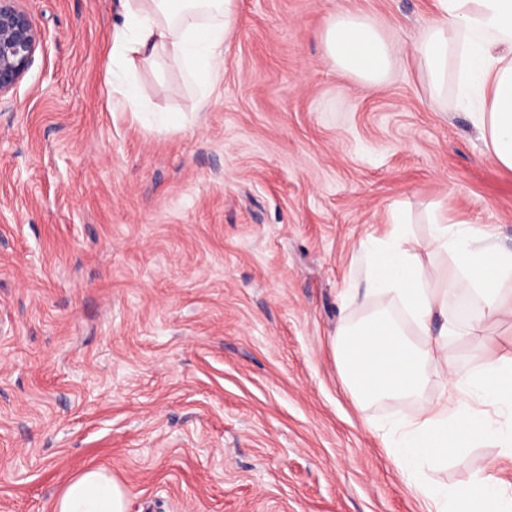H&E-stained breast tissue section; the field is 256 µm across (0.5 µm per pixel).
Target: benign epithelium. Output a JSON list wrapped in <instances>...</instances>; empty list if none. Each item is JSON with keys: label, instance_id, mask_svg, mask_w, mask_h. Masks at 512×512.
Segmentation results:
<instances>
[{"label": "benign epithelium", "instance_id": "1", "mask_svg": "<svg viewBox=\"0 0 512 512\" xmlns=\"http://www.w3.org/2000/svg\"><path fill=\"white\" fill-rule=\"evenodd\" d=\"M44 44L45 34L19 0H0V103L13 98Z\"/></svg>", "mask_w": 512, "mask_h": 512}]
</instances>
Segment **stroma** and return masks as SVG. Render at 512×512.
<instances>
[{
    "label": "stroma",
    "instance_id": "1",
    "mask_svg": "<svg viewBox=\"0 0 512 512\" xmlns=\"http://www.w3.org/2000/svg\"><path fill=\"white\" fill-rule=\"evenodd\" d=\"M44 50L0 106V512H53L107 467L133 512H422L372 428L417 400L357 404L339 329L378 310L350 297L363 249L399 210L512 248V172L465 113L440 107L413 48L435 0H237L208 98L166 60L130 72L150 128L107 82L121 0H30ZM376 22L400 59L361 86L325 57L335 13ZM512 349V318L452 338L460 367ZM487 443L429 470L470 482Z\"/></svg>",
    "mask_w": 512,
    "mask_h": 512
}]
</instances>
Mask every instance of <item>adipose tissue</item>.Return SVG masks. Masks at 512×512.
<instances>
[{
  "mask_svg": "<svg viewBox=\"0 0 512 512\" xmlns=\"http://www.w3.org/2000/svg\"><path fill=\"white\" fill-rule=\"evenodd\" d=\"M123 22L112 32V87L137 120H144L140 87L127 65L149 55L165 58L210 91L224 67V43L237 22V0H122ZM437 17L414 47L421 79L431 93L452 88V105L468 115L497 162L512 171V0H437ZM326 58L365 87L384 83L399 59L369 17L343 11L320 34ZM401 217L382 239L365 246L364 294L385 305L341 331L334 342L339 377L357 403L419 397L431 376L449 375L446 388L410 421L384 427L388 458L421 497L428 512H512V487L473 461L471 483L448 487L426 472L448 457L492 440L512 455V352L466 370L448 356L449 338L480 335L485 325L512 316V249L481 227L434 218L426 245L446 252L454 267L446 287L413 249ZM475 297V320L462 326L453 304L459 289ZM426 336L416 345L408 329ZM125 488L102 467L71 479L53 512H132Z\"/></svg>",
  "mask_w": 512,
  "mask_h": 512,
  "instance_id": "1",
  "label": "adipose tissue"
}]
</instances>
